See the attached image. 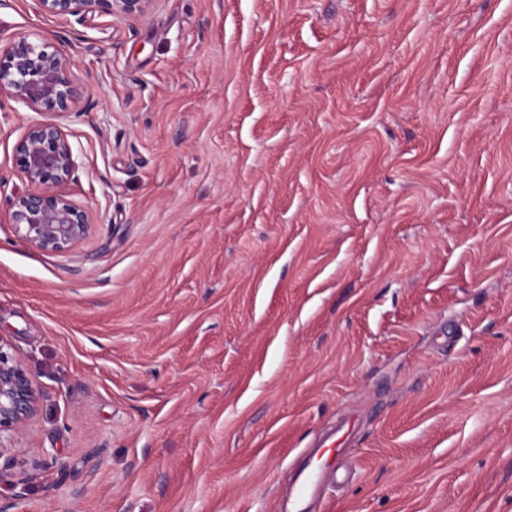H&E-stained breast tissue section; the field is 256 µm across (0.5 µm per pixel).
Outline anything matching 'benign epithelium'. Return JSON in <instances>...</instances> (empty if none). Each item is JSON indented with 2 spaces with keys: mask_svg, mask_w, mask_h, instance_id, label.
Segmentation results:
<instances>
[{
  "mask_svg": "<svg viewBox=\"0 0 512 512\" xmlns=\"http://www.w3.org/2000/svg\"><path fill=\"white\" fill-rule=\"evenodd\" d=\"M153 0H39L43 13L79 20L97 8L118 19H143ZM73 60L45 39L25 36L0 50V95L38 114L29 120L14 145V163L28 189L9 199V220L30 245L61 252L80 242L92 224L90 214L65 193L77 168L63 126L42 118L77 111L82 92L73 75ZM38 392L31 372L16 359L9 341L0 337V474L13 468L20 449L13 436L37 412Z\"/></svg>",
  "mask_w": 512,
  "mask_h": 512,
  "instance_id": "7a95c632",
  "label": "benign epithelium"
}]
</instances>
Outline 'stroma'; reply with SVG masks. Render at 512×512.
<instances>
[{"label":"stroma","instance_id":"35a3bbf8","mask_svg":"<svg viewBox=\"0 0 512 512\" xmlns=\"http://www.w3.org/2000/svg\"><path fill=\"white\" fill-rule=\"evenodd\" d=\"M75 62L67 197L6 219L31 113L0 97V336L33 374L16 512H512V0H0ZM49 461L46 469L33 462ZM154 0H39L43 13L57 17L84 19L97 8H104L118 19H143ZM325 476V469L310 465L302 470L293 479V492L297 507H300L306 498L315 490Z\"/></svg>","mask_w":512,"mask_h":512}]
</instances>
